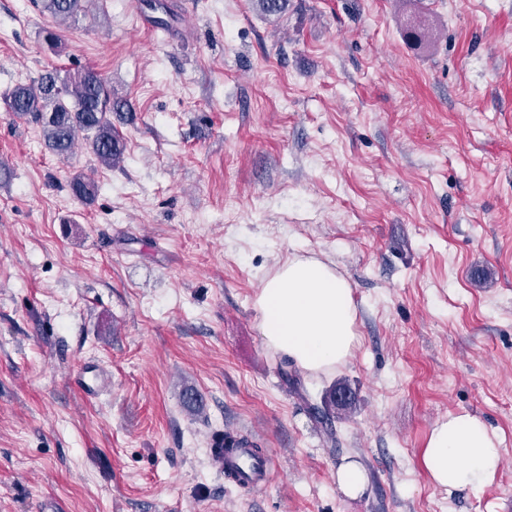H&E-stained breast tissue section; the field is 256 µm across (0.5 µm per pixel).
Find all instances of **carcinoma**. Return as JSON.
I'll list each match as a JSON object with an SVG mask.
<instances>
[{
	"mask_svg": "<svg viewBox=\"0 0 512 512\" xmlns=\"http://www.w3.org/2000/svg\"><path fill=\"white\" fill-rule=\"evenodd\" d=\"M257 11L267 19L278 18L288 8V0H253ZM85 0H42V8L53 19L54 27L45 30L46 43H58L57 30L83 11ZM13 114L31 117L39 125L46 146L57 156L69 155L76 139L83 138L97 161L105 167L119 165L125 144L112 128V113L128 112L130 105L112 97V90L101 76L87 68L74 72L49 71L37 86L21 84L8 97ZM74 196L91 201L97 185L82 174L71 180Z\"/></svg>",
	"mask_w": 512,
	"mask_h": 512,
	"instance_id": "carcinoma-1",
	"label": "carcinoma"
}]
</instances>
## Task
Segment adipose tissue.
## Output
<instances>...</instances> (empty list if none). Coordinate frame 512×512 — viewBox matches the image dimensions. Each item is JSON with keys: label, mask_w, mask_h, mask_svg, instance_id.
Returning a JSON list of instances; mask_svg holds the SVG:
<instances>
[{"label": "adipose tissue", "mask_w": 512, "mask_h": 512, "mask_svg": "<svg viewBox=\"0 0 512 512\" xmlns=\"http://www.w3.org/2000/svg\"><path fill=\"white\" fill-rule=\"evenodd\" d=\"M263 344L311 375L344 365L357 341L349 283L334 267L291 257L264 276L254 301ZM423 465L438 487L454 492L491 480L503 465L499 438L478 416L462 412L437 423Z\"/></svg>", "instance_id": "1"}]
</instances>
